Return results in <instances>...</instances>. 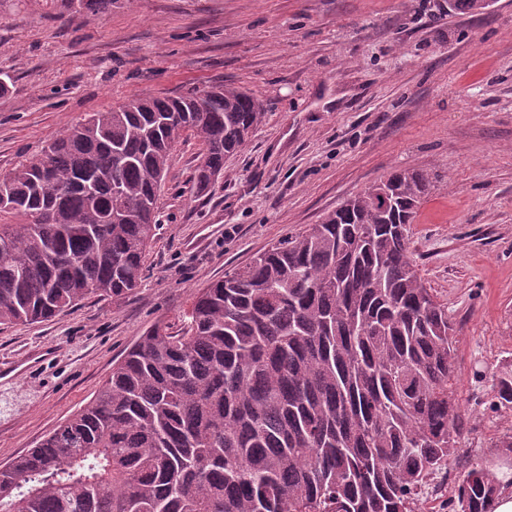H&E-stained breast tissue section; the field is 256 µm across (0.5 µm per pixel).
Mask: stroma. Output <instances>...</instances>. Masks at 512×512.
<instances>
[{"label":"stroma","mask_w":512,"mask_h":512,"mask_svg":"<svg viewBox=\"0 0 512 512\" xmlns=\"http://www.w3.org/2000/svg\"><path fill=\"white\" fill-rule=\"evenodd\" d=\"M0 81L1 176L130 98L226 83L267 108L205 193L201 143L177 139L140 288L0 325V365L28 366L0 378V466L90 402L145 331L184 329L200 288L406 167L439 176L410 250L454 325L462 420L415 512H451L468 464L497 463L512 436L495 398L512 364V0L478 15L448 0H118L94 18L6 0Z\"/></svg>","instance_id":"obj_1"}]
</instances>
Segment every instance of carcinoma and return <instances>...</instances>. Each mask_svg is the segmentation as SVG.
<instances>
[{"label":"carcinoma","instance_id":"1","mask_svg":"<svg viewBox=\"0 0 512 512\" xmlns=\"http://www.w3.org/2000/svg\"><path fill=\"white\" fill-rule=\"evenodd\" d=\"M264 115L227 84L136 97L0 178V324L132 293L176 139L202 142L203 193ZM436 180L395 170L200 289L186 330L145 332L86 406L0 467V512H414L460 433L453 327L408 238ZM496 399L512 405V370ZM511 486L475 462L449 506L492 512Z\"/></svg>","mask_w":512,"mask_h":512}]
</instances>
